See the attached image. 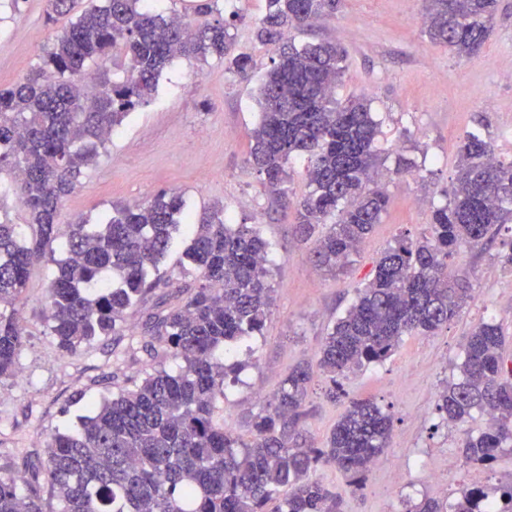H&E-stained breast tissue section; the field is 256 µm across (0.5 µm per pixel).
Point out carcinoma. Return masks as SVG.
<instances>
[{
	"label": "carcinoma",
	"mask_w": 512,
	"mask_h": 512,
	"mask_svg": "<svg viewBox=\"0 0 512 512\" xmlns=\"http://www.w3.org/2000/svg\"><path fill=\"white\" fill-rule=\"evenodd\" d=\"M142 0H102L54 36L43 65L0 89V197L19 199L30 234L0 221V385L19 373L26 328L18 304L32 266L50 258V335L59 352L79 358L120 331L127 310L160 286L150 279L175 234L190 244L193 271L187 298L157 318L166 348L157 367L109 398L87 405L74 428L56 432L43 456L27 455L30 494L13 474L17 448L0 450V512H341V503L313 477L329 466L361 487L389 446L392 417L373 400H353L323 448L306 446L303 402L314 373L331 381L388 359L406 335H435L472 299L467 275L448 278L461 246L512 224V161L495 157L477 130L464 134L448 202L432 211L428 233L395 239L374 277L332 325L316 366H298L251 420L246 440L217 420L225 380L237 367L217 352L259 336L272 305L269 243L252 224H229L224 204L199 219L184 213L178 192L135 204H115L102 224H61L60 210L82 174L107 151L115 127L154 97L177 58L224 61L246 77L251 59L234 51L231 24L195 28ZM430 41L458 58L476 56L493 31L499 0H422ZM339 0H266L256 39L272 48L261 79L260 122L247 164L285 206L295 205L300 235L314 239L312 258L326 270L343 268L381 222L389 197L380 183L383 159L375 141L380 121L371 99L336 98L345 52L329 41L296 45L293 32L336 13ZM122 51L116 73L109 50ZM307 156V192L292 202L290 163ZM62 255L55 257L54 243ZM505 334L479 322L458 365L461 378L438 394L436 410L462 425L479 410L491 419L466 434V461L491 464L512 447V368L505 369ZM177 362L175 371L165 362ZM48 486L57 508L45 509ZM498 512H512V483L498 488ZM489 500L474 485L453 502L425 498L406 512H481Z\"/></svg>",
	"instance_id": "carcinoma-1"
}]
</instances>
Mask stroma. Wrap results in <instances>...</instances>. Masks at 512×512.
I'll use <instances>...</instances> for the list:
<instances>
[{
    "mask_svg": "<svg viewBox=\"0 0 512 512\" xmlns=\"http://www.w3.org/2000/svg\"><path fill=\"white\" fill-rule=\"evenodd\" d=\"M95 0H73L70 15L48 21L47 0H0V87L42 63L54 34ZM265 0H221L222 14L237 11L232 32L237 48L252 59L249 77L224 70L221 61L205 64L174 60L161 77L150 103L137 107L112 133L106 154L87 170L64 203V224H97L114 203L151 200L161 191L181 193L190 214L213 201L224 204L231 224H253L273 246L269 280L273 304L262 335L235 345L229 362L244 366L238 382L228 383L224 400L226 431L249 436L250 420L273 396L289 371L314 362L329 326L370 281L384 249L399 235L426 233L434 207L445 204L458 161L462 135L484 124L499 159H512V80L501 75L512 61V0H500L492 34L479 55L459 60L430 42L419 20L422 0H341L335 15L320 19L300 42L329 40L346 52L340 98L366 95L381 121L377 146L390 198L381 224L336 273L317 269L312 244L296 231L292 209L278 205L248 166L250 133L258 121L256 80L270 65L268 47L254 36V23ZM415 162L414 171L396 173L398 159ZM183 244H176L158 272L164 286L130 310L123 330L94 343L87 356H61L47 329V289L53 266L44 261L30 273L19 303L28 341L20 376L0 388V417L8 420L7 447L34 448L36 442L72 427L77 396H111L127 379L150 371L163 345L149 319L181 302ZM498 242L463 247L449 274L468 272L473 299L434 336L403 337L386 361L341 377L345 396L327 397L329 381L315 375L304 402L301 428L309 446L326 440L354 399L375 401L392 416L388 452L401 456L403 471L390 481L371 470L365 485L354 489L340 472L319 467L316 476L343 501L344 512H405L407 499L455 498L470 488L473 464L460 453L465 433L487 426L477 412L459 427L442 422L437 395L456 380L470 328L485 320L506 336L505 358L512 360V270L497 260ZM439 473L441 485L429 476Z\"/></svg>",
    "mask_w": 512,
    "mask_h": 512,
    "instance_id": "1",
    "label": "stroma"
}]
</instances>
